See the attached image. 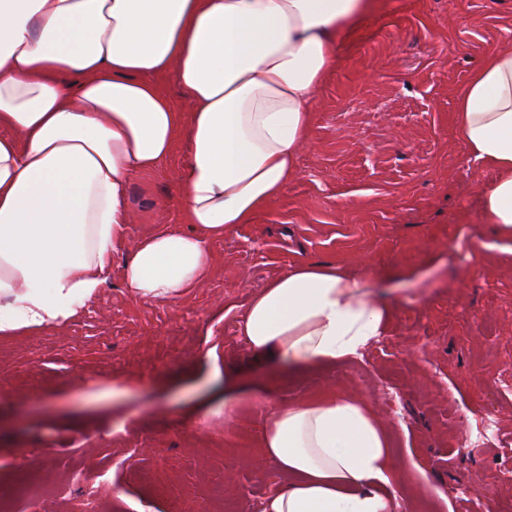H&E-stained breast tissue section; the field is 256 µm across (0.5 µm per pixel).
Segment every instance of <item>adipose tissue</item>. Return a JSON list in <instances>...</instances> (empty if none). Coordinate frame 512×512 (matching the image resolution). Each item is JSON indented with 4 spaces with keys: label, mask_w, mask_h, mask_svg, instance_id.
Segmentation results:
<instances>
[{
    "label": "adipose tissue",
    "mask_w": 512,
    "mask_h": 512,
    "mask_svg": "<svg viewBox=\"0 0 512 512\" xmlns=\"http://www.w3.org/2000/svg\"><path fill=\"white\" fill-rule=\"evenodd\" d=\"M378 0H0V337L77 318L126 253L127 288L171 302L208 276V243L282 195L318 88ZM174 75L193 109L176 111ZM457 130L496 172L481 223L512 242V49L457 98ZM186 229L130 239L126 189L170 154ZM370 269L293 265L238 323L252 352L296 372L362 359L395 308ZM259 448L288 473L257 512H399L389 438L369 403L329 391L271 403Z\"/></svg>",
    "instance_id": "obj_1"
}]
</instances>
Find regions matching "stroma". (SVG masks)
I'll use <instances>...</instances> for the list:
<instances>
[{
    "mask_svg": "<svg viewBox=\"0 0 512 512\" xmlns=\"http://www.w3.org/2000/svg\"><path fill=\"white\" fill-rule=\"evenodd\" d=\"M512 48V0H384L315 94L284 193L211 240L209 280L133 296L124 252L75 320L0 337V493L12 512H255L288 476L259 453L269 398H367L386 426L403 512H503L512 486V255L478 221L495 177L457 134L456 97ZM184 136L130 180V237L183 226ZM373 271L396 307L362 360L292 376L244 345L252 296L296 263ZM235 408L224 412V380ZM492 415V438L467 441Z\"/></svg>",
    "mask_w": 512,
    "mask_h": 512,
    "instance_id": "35a3bbf8",
    "label": "stroma"
}]
</instances>
